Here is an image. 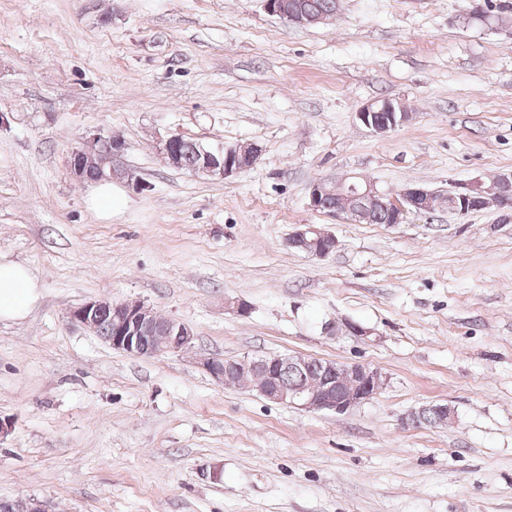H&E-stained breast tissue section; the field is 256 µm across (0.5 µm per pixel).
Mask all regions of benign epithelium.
I'll return each mask as SVG.
<instances>
[{"label": "benign epithelium", "instance_id": "1", "mask_svg": "<svg viewBox=\"0 0 512 512\" xmlns=\"http://www.w3.org/2000/svg\"><path fill=\"white\" fill-rule=\"evenodd\" d=\"M268 13L276 15L291 25L310 27L329 20L326 15L309 16L293 7L290 0H264ZM388 112L384 120L376 119V114ZM359 120L378 136H385L395 129L408 124L413 114L406 112L392 100L379 105L373 101L364 105L358 112ZM181 137L171 135L158 143V150L164 162L170 167L181 163ZM109 144L105 164L97 174L89 178L84 175V160L101 154L103 144ZM124 142L116 136L93 133L84 136L72 149L67 161V177L80 184L97 183L104 179L125 178L140 190L146 185L126 169L119 170L112 165V159L122 154ZM260 149L253 145L250 149L222 148L201 149V156L193 174L212 179L226 180L254 167ZM336 198V207L329 213L342 219L360 223L370 212L383 204L393 212L394 223L402 224L408 215H428L440 209L466 215L481 208L495 207L505 214L512 213V173L500 174L491 182L481 178L457 183L448 193L441 194L420 185L406 186L399 197L391 198L370 181L357 177L347 179L343 184L332 187L319 180L312 184L310 206L321 211L326 199ZM288 245L300 248L309 256L324 259L336 249V238L326 230L304 224L288 238ZM111 313L112 336L108 344L112 348L133 356H155L180 352L192 347L194 335L185 324L168 319L161 323L154 309L140 301H127L114 304L108 300L92 299L69 311L71 322L93 333L96 331L103 311ZM152 334L154 343L145 345L147 334ZM309 359L303 355H273L268 357H242L227 363H219L212 357L201 358V365L215 380L227 382L231 378H241L247 374H261L257 391L265 399L277 404L297 405L309 411H329L347 413L379 394L386 385V377L376 368L363 363L345 365L342 362L325 360L320 363L319 374L314 388L294 389L284 385L279 379L283 369H301ZM454 418V408L445 401L425 403L411 410L404 418L407 427L419 428L424 423L434 428H445Z\"/></svg>", "mask_w": 512, "mask_h": 512}]
</instances>
